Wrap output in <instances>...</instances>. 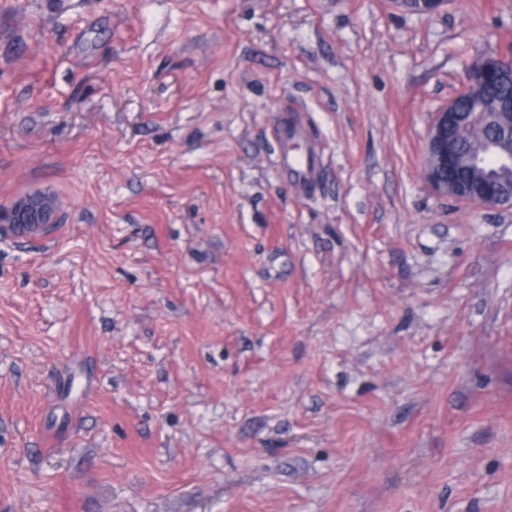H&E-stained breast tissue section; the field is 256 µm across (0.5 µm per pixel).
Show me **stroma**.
<instances>
[{"instance_id": "1", "label": "stroma", "mask_w": 512, "mask_h": 512, "mask_svg": "<svg viewBox=\"0 0 512 512\" xmlns=\"http://www.w3.org/2000/svg\"><path fill=\"white\" fill-rule=\"evenodd\" d=\"M512 0H0V512H512V208L422 177ZM301 111L315 169L275 168ZM457 121V107L454 99L434 113L428 132L423 177L436 193L447 195L461 203L476 205L479 208L512 207V188L496 193L483 194L475 191L468 183L443 180L438 172L455 160L456 142L452 135ZM54 201L42 195L26 196L8 207H0V224H28L36 228L4 227L0 231L15 237H31L42 233L49 224H57ZM42 227V228H38Z\"/></svg>"}]
</instances>
